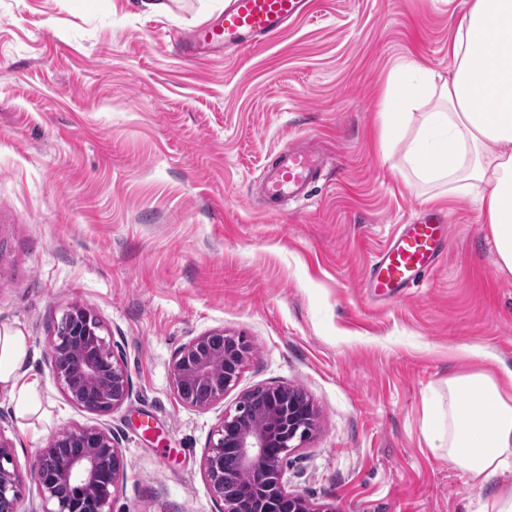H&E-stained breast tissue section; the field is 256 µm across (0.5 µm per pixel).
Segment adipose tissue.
<instances>
[{
    "instance_id": "ef3b65f1",
    "label": "adipose tissue",
    "mask_w": 512,
    "mask_h": 512,
    "mask_svg": "<svg viewBox=\"0 0 512 512\" xmlns=\"http://www.w3.org/2000/svg\"><path fill=\"white\" fill-rule=\"evenodd\" d=\"M449 75L407 64L394 74L407 84L393 117L385 118V145L403 143L409 183L478 191L495 248L496 268L512 273V0H472L453 39ZM28 354L23 330L0 326V392L31 400L35 380L19 374ZM450 464L484 483L512 459V371L448 380L446 434Z\"/></svg>"
}]
</instances>
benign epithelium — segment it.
<instances>
[{
  "instance_id": "7a95c632",
  "label": "benign epithelium",
  "mask_w": 512,
  "mask_h": 512,
  "mask_svg": "<svg viewBox=\"0 0 512 512\" xmlns=\"http://www.w3.org/2000/svg\"><path fill=\"white\" fill-rule=\"evenodd\" d=\"M50 367L66 397L91 414H106L132 395L121 347L98 316L72 307L50 338ZM251 346L242 336L213 330L191 338L173 354L170 379L179 401L206 409L240 379ZM207 393L203 401L194 392ZM318 413L290 385L258 386L243 393L213 428L201 468L217 512H323L302 494L288 491L287 456L312 434ZM123 435L95 426L63 427L39 450L32 481L37 512H112L123 486ZM235 456L249 485L272 494L261 507L251 495H225L224 456ZM21 477L13 445L0 434V512H17Z\"/></svg>"
}]
</instances>
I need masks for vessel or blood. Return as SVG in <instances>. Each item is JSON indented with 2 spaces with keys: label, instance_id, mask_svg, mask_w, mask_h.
<instances>
[{
  "label": "vessel or blood",
  "instance_id": "b4317fda",
  "mask_svg": "<svg viewBox=\"0 0 512 512\" xmlns=\"http://www.w3.org/2000/svg\"><path fill=\"white\" fill-rule=\"evenodd\" d=\"M309 4L310 0H228L216 23L182 36L183 53L193 58L204 45L233 52L262 44L303 16ZM323 166V155L312 148L280 152L261 174L260 188L270 211H277L283 202L305 198ZM445 227V220L433 212L405 225L370 260L364 286L383 298L419 286L423 276L439 266Z\"/></svg>",
  "mask_w": 512,
  "mask_h": 512
}]
</instances>
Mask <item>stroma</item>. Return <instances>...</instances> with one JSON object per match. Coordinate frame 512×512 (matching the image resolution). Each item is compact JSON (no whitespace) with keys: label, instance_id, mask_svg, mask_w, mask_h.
<instances>
[{"label":"stroma","instance_id":"35a3bbf8","mask_svg":"<svg viewBox=\"0 0 512 512\" xmlns=\"http://www.w3.org/2000/svg\"><path fill=\"white\" fill-rule=\"evenodd\" d=\"M0 0V326L28 338L34 413L0 393L19 512L38 500L39 448L66 426L123 433L112 512H216L201 458L242 391L291 385L319 412L285 464L289 491L327 512H483L512 465L475 485L424 433L450 377L512 370V274L495 266L478 195L426 204L383 152L389 76L448 73L471 0H313L272 42L183 58L179 35L226 0ZM326 157L307 198L268 211L278 152ZM445 215L448 256L400 299L371 300L372 255L425 206ZM93 310L126 357L131 397L103 415L67 400L49 339ZM249 361L221 403L173 392L174 351L213 329ZM485 359H457L464 345Z\"/></svg>","mask_w":512,"mask_h":512}]
</instances>
